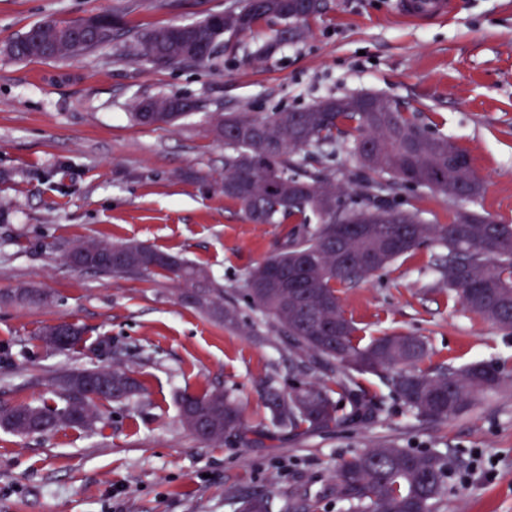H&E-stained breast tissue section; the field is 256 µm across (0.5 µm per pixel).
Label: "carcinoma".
<instances>
[{
    "label": "carcinoma",
    "mask_w": 512,
    "mask_h": 512,
    "mask_svg": "<svg viewBox=\"0 0 512 512\" xmlns=\"http://www.w3.org/2000/svg\"><path fill=\"white\" fill-rule=\"evenodd\" d=\"M288 0H251L198 22L150 30L139 41L147 61L176 66L204 64L224 48V37L252 35L263 24H277L275 38L260 44L256 55L304 36L292 32ZM117 16L95 14L66 22L34 25L7 43L4 52L17 60H66L112 44ZM394 112H360L336 107L328 112L283 111L259 117L215 112L212 132L224 141V198L254 224L294 227L278 251L252 269L245 282L253 309L275 324L299 352L300 372H336L334 386L300 382L283 393L267 392L272 424L290 432L327 430L371 408L375 396L363 377L380 378L391 394L418 420L445 421L468 415L476 397L502 386L508 378L495 362L463 368L432 366L427 342L417 336H381L365 344L360 329L342 309L339 286L383 271L424 244L438 249V282L448 299L468 312L512 330V224L465 206L478 198L483 183L470 158L448 137L415 119L398 99ZM198 109L176 95L139 99L134 119L140 124L173 123ZM349 139L348 154L371 177L359 189L336 185V172L322 160ZM280 177L269 190L268 175ZM402 190L441 196L452 208L446 224H431L415 207L394 206ZM124 254L119 264H104L100 251ZM64 262L73 269L113 276L163 275L175 280L179 296L214 322L231 323L234 309L224 306V288L209 272L140 243L109 245L79 242ZM331 333L321 331L324 321ZM53 326L38 340L59 352L75 350L82 330L74 325L52 344ZM112 379L110 390H87L91 380ZM139 381L121 368L65 370L52 379L50 397L37 403L0 407V425L22 436L61 428L93 432L103 421L100 408L136 397ZM192 409L213 427L202 440L220 443L239 433L242 410L228 393L184 392L179 411ZM449 477L448 461L434 452L377 445L344 459L333 486L348 512H438ZM268 498L256 494L241 501L240 512H268Z\"/></svg>",
    "instance_id": "carcinoma-1"
}]
</instances>
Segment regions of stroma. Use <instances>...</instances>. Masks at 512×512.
I'll return each instance as SVG.
<instances>
[{"label": "stroma", "instance_id": "1", "mask_svg": "<svg viewBox=\"0 0 512 512\" xmlns=\"http://www.w3.org/2000/svg\"><path fill=\"white\" fill-rule=\"evenodd\" d=\"M237 0H0V46L32 25L119 14L110 47L68 61L0 53V406L45 395L58 371L121 363L142 382L112 405L96 432L64 428L21 436L0 428V512H238L266 494L269 512H347L332 492L350 454L385 442L442 453L452 473L439 512H512V379L480 395L466 417L409 415L382 381L365 386L380 407L326 432L271 425L268 388L300 375L287 336L245 295L247 272L285 240L288 224H253L217 179L224 145L213 112L267 116L330 96L400 99L466 151L484 184L479 210L512 224V0H457L444 20L412 24L393 0H324L309 33L255 58L251 39L225 41L205 65L157 66L138 54L152 29L198 21ZM177 95L198 111L140 125L134 100ZM78 239L143 243L206 268L232 296L233 325L183 304L175 283L77 271L63 260ZM437 251L423 246L340 291L364 337H425L432 364L504 365L512 330L465 312L436 282ZM28 286L39 305L8 302ZM78 324L84 343L58 354L39 328ZM230 392L243 410L238 436L198 440L178 416L182 392Z\"/></svg>", "mask_w": 512, "mask_h": 512}]
</instances>
